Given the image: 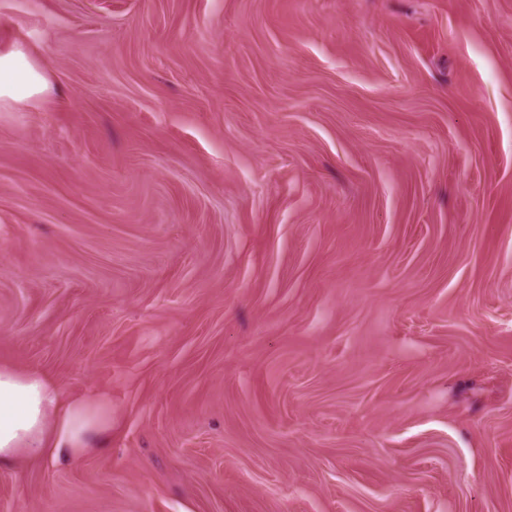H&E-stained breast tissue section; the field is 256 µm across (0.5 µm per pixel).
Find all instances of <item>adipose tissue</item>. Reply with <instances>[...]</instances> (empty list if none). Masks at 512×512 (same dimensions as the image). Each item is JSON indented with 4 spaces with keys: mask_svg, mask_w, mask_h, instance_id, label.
I'll use <instances>...</instances> for the list:
<instances>
[{
    "mask_svg": "<svg viewBox=\"0 0 512 512\" xmlns=\"http://www.w3.org/2000/svg\"><path fill=\"white\" fill-rule=\"evenodd\" d=\"M46 80L24 49L0 54V101L26 102ZM112 427L105 397H64L41 374L0 370V467L23 457L75 459Z\"/></svg>",
    "mask_w": 512,
    "mask_h": 512,
    "instance_id": "ef3b65f1",
    "label": "adipose tissue"
}]
</instances>
